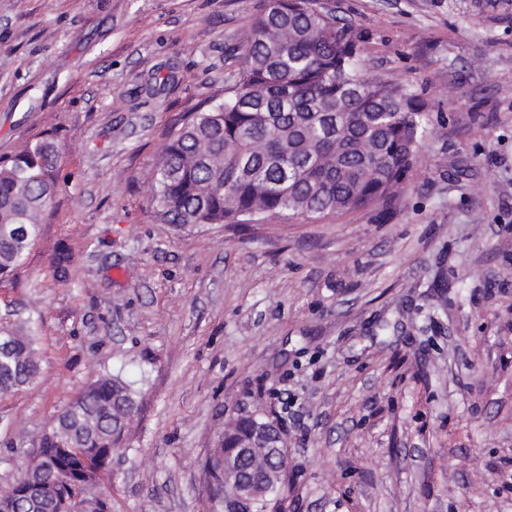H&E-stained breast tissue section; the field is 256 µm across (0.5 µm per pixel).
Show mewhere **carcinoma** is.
Masks as SVG:
<instances>
[{
  "mask_svg": "<svg viewBox=\"0 0 512 512\" xmlns=\"http://www.w3.org/2000/svg\"><path fill=\"white\" fill-rule=\"evenodd\" d=\"M243 66L224 101L189 115L164 145L152 174L155 201L172 224H244L272 215H340L397 196L427 133L412 94L369 79L350 28L319 0H264L242 42ZM55 143L39 140L0 161V279L26 259L39 217L55 193ZM40 374L37 337L0 331V393ZM137 392L99 375L39 440L23 478L0 500L27 512H67L69 485L107 464L134 416ZM252 417L230 420L205 460L212 499L245 464L267 471V450L224 464V450L248 435ZM281 485L255 512H285ZM82 512H109L94 491Z\"/></svg>",
  "mask_w": 512,
  "mask_h": 512,
  "instance_id": "cac0c4a2",
  "label": "carcinoma"
}]
</instances>
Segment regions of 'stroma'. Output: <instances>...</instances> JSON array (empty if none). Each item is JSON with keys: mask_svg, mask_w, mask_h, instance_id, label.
I'll return each instance as SVG.
<instances>
[{"mask_svg": "<svg viewBox=\"0 0 512 512\" xmlns=\"http://www.w3.org/2000/svg\"><path fill=\"white\" fill-rule=\"evenodd\" d=\"M262 2L0 0V160L58 146L0 283L41 357L0 395V493L109 372L140 392L111 512H213L202 464L241 413L284 430L288 512H512V0H319L427 115L389 205L168 223L159 153L234 84Z\"/></svg>", "mask_w": 512, "mask_h": 512, "instance_id": "1", "label": "stroma"}]
</instances>
